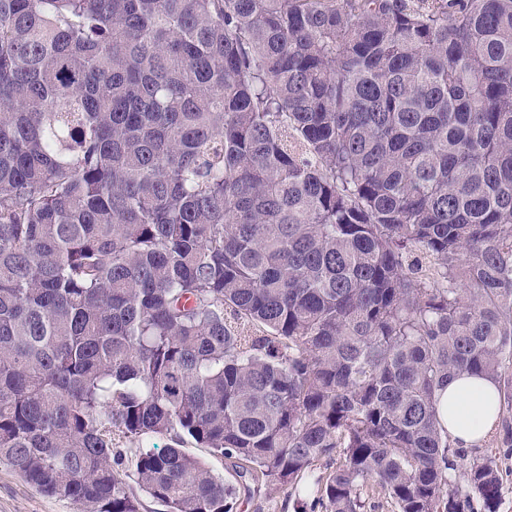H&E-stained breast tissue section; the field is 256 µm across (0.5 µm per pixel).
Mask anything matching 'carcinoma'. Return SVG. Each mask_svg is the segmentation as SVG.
<instances>
[{"mask_svg":"<svg viewBox=\"0 0 512 512\" xmlns=\"http://www.w3.org/2000/svg\"><path fill=\"white\" fill-rule=\"evenodd\" d=\"M511 363L512 0H0V464L234 512L190 440L298 512H497L436 392L507 414Z\"/></svg>","mask_w":512,"mask_h":512,"instance_id":"1","label":"carcinoma"}]
</instances>
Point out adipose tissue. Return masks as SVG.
Instances as JSON below:
<instances>
[{
  "instance_id": "adipose-tissue-1",
  "label": "adipose tissue",
  "mask_w": 512,
  "mask_h": 512,
  "mask_svg": "<svg viewBox=\"0 0 512 512\" xmlns=\"http://www.w3.org/2000/svg\"><path fill=\"white\" fill-rule=\"evenodd\" d=\"M438 400L441 424L458 447L481 444L497 426L499 393L485 378L456 377L439 390Z\"/></svg>"
}]
</instances>
